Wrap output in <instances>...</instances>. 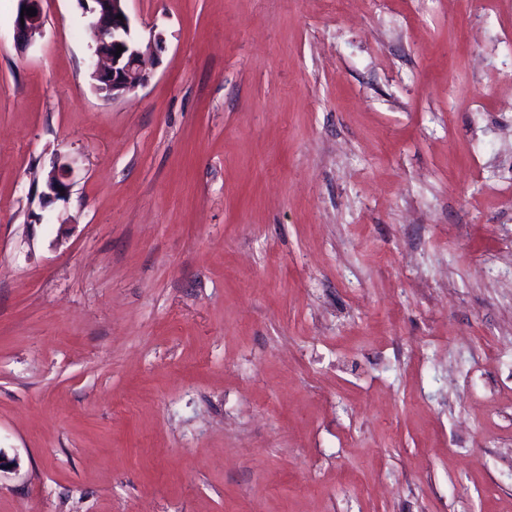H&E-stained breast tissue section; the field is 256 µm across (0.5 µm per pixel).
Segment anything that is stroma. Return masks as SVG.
Returning a JSON list of instances; mask_svg holds the SVG:
<instances>
[{"mask_svg": "<svg viewBox=\"0 0 512 512\" xmlns=\"http://www.w3.org/2000/svg\"><path fill=\"white\" fill-rule=\"evenodd\" d=\"M0 0V512H512V0ZM72 161L68 200L43 175ZM18 6L14 17V31L17 44L20 48H27L36 34H40L44 28V15L41 8L40 0H17ZM33 7L37 10V14L33 17L26 15L21 16L22 8ZM21 18H24V25H21ZM80 1L93 3L88 11L96 33V44L89 75L95 89L104 94V99L113 101L144 86L150 77V57L132 32L126 10L127 0ZM117 15H123V20L117 19ZM118 45L123 47V51L116 56Z\"/></svg>", "mask_w": 512, "mask_h": 512, "instance_id": "1", "label": "stroma"}]
</instances>
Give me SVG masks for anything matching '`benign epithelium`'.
<instances>
[{"label":"benign epithelium","mask_w":512,"mask_h":512,"mask_svg":"<svg viewBox=\"0 0 512 512\" xmlns=\"http://www.w3.org/2000/svg\"><path fill=\"white\" fill-rule=\"evenodd\" d=\"M88 8L91 26L96 33V44L91 55L89 75L95 89L104 94V99L115 100L139 87L150 77V57L143 51L140 41L131 29L126 10L127 0H91ZM33 7V17L21 16V10ZM123 19H118V16ZM44 28V15L40 0H18L14 17V31L20 48H27L35 35ZM122 46L116 54V46ZM73 167L69 162H54L43 178L42 200L51 203L66 200L71 186Z\"/></svg>","instance_id":"1"}]
</instances>
